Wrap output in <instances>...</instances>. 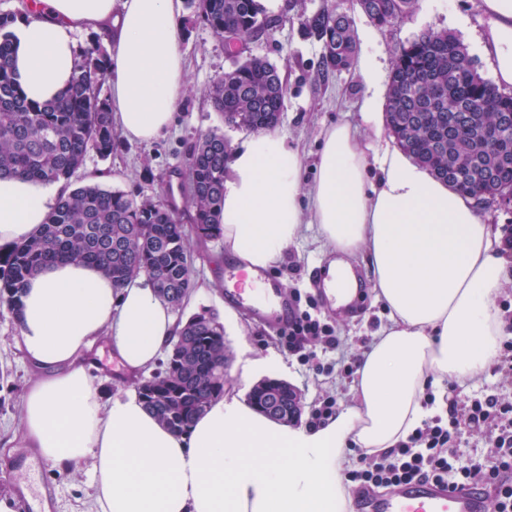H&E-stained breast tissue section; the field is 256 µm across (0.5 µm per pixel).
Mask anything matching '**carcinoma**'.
<instances>
[{"mask_svg":"<svg viewBox=\"0 0 512 512\" xmlns=\"http://www.w3.org/2000/svg\"><path fill=\"white\" fill-rule=\"evenodd\" d=\"M378 26L408 19L418 0H363ZM194 22L218 37L239 41L263 36L273 19L256 0H185ZM304 33L322 44L324 74L348 68L357 50L350 19L334 10L299 14ZM0 14V176L72 184L91 152L112 156L117 130L110 98L102 93L109 54L95 43L78 57L76 74L58 97L28 100L11 68L12 24ZM287 85L263 58L235 64L211 85L207 97L224 124L253 133L276 126ZM386 125L397 145L436 179L477 199L512 190V96L475 71L463 44L446 31H428L402 47L390 81ZM228 144L224 133L200 135L183 174L195 242L224 237L220 210ZM192 241L168 203L122 190L83 185L60 197L31 238L0 248V301L18 315L29 280L62 260L95 265L115 288L141 273L158 295L180 311L191 297ZM224 326L195 314L173 342L166 368L146 382L158 392H137L145 408L175 432L186 431L210 403L224 395Z\"/></svg>","mask_w":512,"mask_h":512,"instance_id":"carcinoma-1","label":"carcinoma"}]
</instances>
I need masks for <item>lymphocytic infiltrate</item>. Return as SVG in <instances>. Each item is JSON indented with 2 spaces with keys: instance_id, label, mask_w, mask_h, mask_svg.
Masks as SVG:
<instances>
[{
  "instance_id": "obj_1",
  "label": "lymphocytic infiltrate",
  "mask_w": 512,
  "mask_h": 512,
  "mask_svg": "<svg viewBox=\"0 0 512 512\" xmlns=\"http://www.w3.org/2000/svg\"><path fill=\"white\" fill-rule=\"evenodd\" d=\"M280 346L315 371L351 376L358 358L343 347L334 329L309 310L298 311L280 337ZM444 413L424 421L407 440L379 456L360 455L345 472L347 484L361 490L390 488L403 482L432 480L449 485L484 484L492 493V512H512V402L495 394L464 393L452 387ZM487 438L486 455L466 458L462 433Z\"/></svg>"
}]
</instances>
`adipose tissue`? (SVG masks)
Masks as SVG:
<instances>
[{
  "mask_svg": "<svg viewBox=\"0 0 512 512\" xmlns=\"http://www.w3.org/2000/svg\"><path fill=\"white\" fill-rule=\"evenodd\" d=\"M478 39L498 85L512 86V0H480ZM14 30L15 69L29 99L45 102L70 81L75 34L104 32L112 120L149 144L169 129L186 93L178 34L181 0H33ZM316 177L279 130L236 147L224 176V247L247 271L283 259L304 224L332 253L324 284L354 291L360 257L390 323L360 360L354 401L319 425L294 427L226 395L185 432L163 426L137 392L103 399L87 358L105 341L127 377L157 365L181 329L151 280L124 287L82 262L48 266L25 285L20 347L38 369L22 403L24 447L61 472L88 463L91 512H344L342 471L352 449L395 447L443 411L425 387L465 384L498 360L512 322L497 303L512 259L471 195L434 178L399 150L367 155L356 128L322 133ZM55 184L0 178V246L43 224Z\"/></svg>",
  "mask_w": 512,
  "mask_h": 512,
  "instance_id": "1",
  "label": "adipose tissue"
}]
</instances>
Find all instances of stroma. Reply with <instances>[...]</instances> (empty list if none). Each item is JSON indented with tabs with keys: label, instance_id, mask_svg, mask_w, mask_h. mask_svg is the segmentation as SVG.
I'll use <instances>...</instances> for the list:
<instances>
[{
	"label": "stroma",
	"instance_id": "obj_1",
	"mask_svg": "<svg viewBox=\"0 0 512 512\" xmlns=\"http://www.w3.org/2000/svg\"><path fill=\"white\" fill-rule=\"evenodd\" d=\"M308 12L324 6L335 7L353 21L358 39L359 55L371 56L377 63L376 89L387 96L392 67L399 47L408 44L427 30H445L455 35L471 53L473 62L484 79H491L489 61L476 52V38L485 26L478 0H418L408 19L388 27L376 26L356 0H304ZM276 23L269 34L246 40V55L266 58L285 77L288 93L278 128L289 142L300 146L304 154V175L314 179L315 162L321 148V132L325 128L347 123L357 127L369 153H379L393 146L387 131H374L361 115L366 86L355 70L328 75L320 71L321 45L307 38L296 18L295 8L276 13ZM179 32L187 70V91L171 129L152 144L145 145L119 139L112 156L107 159L88 154L79 170L75 185L99 184L122 191H137L156 197L162 186L170 185L174 176L182 175L189 153L198 136L212 129L222 130L228 145L240 144L244 131L225 126L221 113L205 98L211 83L230 69L233 57L224 42L206 27L182 20ZM227 253L223 240L195 245L193 266L195 288L184 316L209 311L224 316L234 311L235 322L225 324L224 342L229 353L226 367V388L239 397H246L259 380L248 371L249 362L271 358L278 364L280 379L292 385L302 397L303 412L332 396L339 406L350 405L353 399L350 378L332 373L303 376L296 358L288 356L275 332L257 322L249 310L230 306L224 299L225 288L232 282L224 276ZM328 256L322 245L318 227L307 224L295 244L289 247L285 260L271 271L284 284L286 295H314L321 286V271ZM322 319L332 325L356 354H363L367 343L389 324V312L377 301L371 290H363L358 309L352 315L322 312ZM37 371L23 358L18 347L16 322L7 306L0 304V455L10 453L14 441L20 440L19 421L23 395ZM39 481L56 485L53 512H87L93 475L88 466L61 474L49 462H42Z\"/></svg>",
	"mask_w": 512,
	"mask_h": 512
}]
</instances>
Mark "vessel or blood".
Segmentation results:
<instances>
[{
    "mask_svg": "<svg viewBox=\"0 0 512 512\" xmlns=\"http://www.w3.org/2000/svg\"><path fill=\"white\" fill-rule=\"evenodd\" d=\"M234 281L225 289L226 300L247 306L251 315L277 329H287L293 318L291 305L282 297L275 279L260 273L258 287L247 285L248 274L233 268ZM488 495L484 487L466 485L450 488L435 482H410L398 486L391 494L360 500L359 512H487Z\"/></svg>",
    "mask_w": 512,
    "mask_h": 512,
    "instance_id": "b4317fda",
    "label": "vessel or blood"
}]
</instances>
